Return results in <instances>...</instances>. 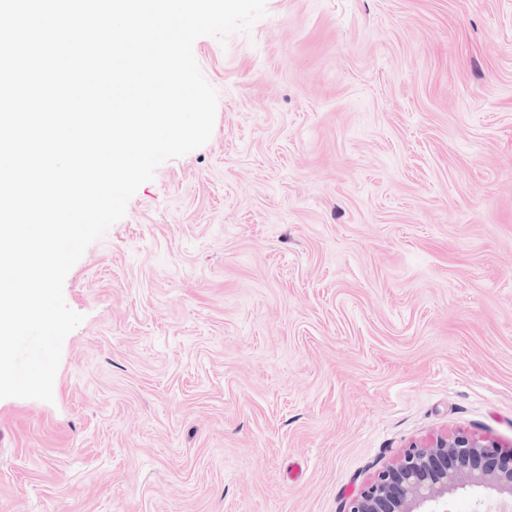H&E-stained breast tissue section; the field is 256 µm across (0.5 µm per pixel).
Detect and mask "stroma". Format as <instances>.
Here are the masks:
<instances>
[{
	"label": "stroma",
	"instance_id": "obj_1",
	"mask_svg": "<svg viewBox=\"0 0 512 512\" xmlns=\"http://www.w3.org/2000/svg\"><path fill=\"white\" fill-rule=\"evenodd\" d=\"M64 282L0 512H343L409 442L512 444V0H267Z\"/></svg>",
	"mask_w": 512,
	"mask_h": 512
}]
</instances>
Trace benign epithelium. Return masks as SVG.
<instances>
[{"mask_svg": "<svg viewBox=\"0 0 512 512\" xmlns=\"http://www.w3.org/2000/svg\"><path fill=\"white\" fill-rule=\"evenodd\" d=\"M489 489L512 512V446L463 431L413 441L376 470L346 501L343 512H450L448 495Z\"/></svg>", "mask_w": 512, "mask_h": 512, "instance_id": "7a95c632", "label": "benign epithelium"}]
</instances>
